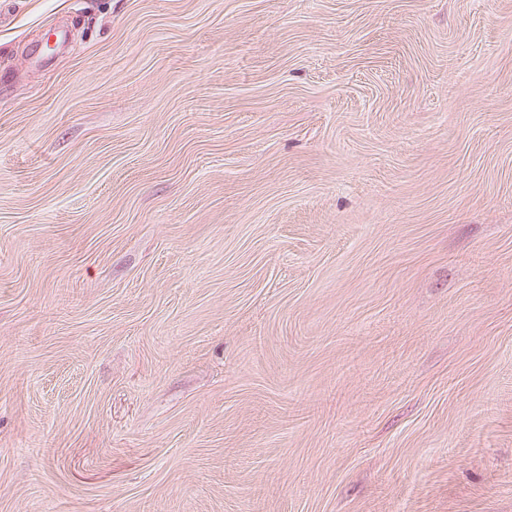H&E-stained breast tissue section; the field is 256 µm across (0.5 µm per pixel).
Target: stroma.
<instances>
[{
  "instance_id": "stroma-1",
  "label": "stroma",
  "mask_w": 512,
  "mask_h": 512,
  "mask_svg": "<svg viewBox=\"0 0 512 512\" xmlns=\"http://www.w3.org/2000/svg\"><path fill=\"white\" fill-rule=\"evenodd\" d=\"M0 512H512V0H0Z\"/></svg>"
}]
</instances>
